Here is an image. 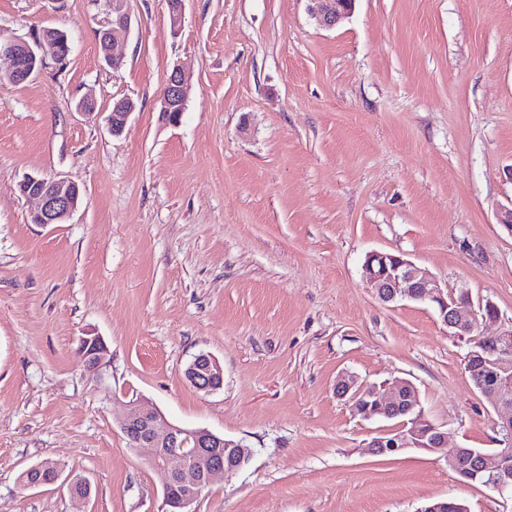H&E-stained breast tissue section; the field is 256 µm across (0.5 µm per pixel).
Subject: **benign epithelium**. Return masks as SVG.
I'll return each mask as SVG.
<instances>
[{
  "mask_svg": "<svg viewBox=\"0 0 512 512\" xmlns=\"http://www.w3.org/2000/svg\"><path fill=\"white\" fill-rule=\"evenodd\" d=\"M309 11L317 22L334 27L351 14L355 0H309ZM112 20L99 31V49L103 61L117 69L122 58L115 55L113 47L130 32L131 20L124 8L125 0H106ZM47 41L40 36L28 41L16 38L0 42V69L17 83L30 80L43 67L47 55ZM187 76L179 66L170 71L159 99L161 120L176 125V111L186 105ZM135 104L128 98L119 100L108 115V126L116 135L124 129ZM21 194L37 202L33 218L38 224H62L78 208L80 189L73 183L46 178L41 174H27L19 183ZM364 278L374 289L378 299L385 303L398 297L433 305L441 322L457 336H469L482 324L498 320L499 313L486 314L484 308L493 307L489 300L473 303L467 294L450 295L440 282L421 271L413 262L388 253H372L364 264ZM497 347L491 357L471 354L466 363L480 362L497 378V390L481 388L486 397L500 412L498 427L512 434V402L507 391L512 388V330L495 335ZM81 359L87 373L102 377L106 361V344L99 336L85 337L80 342ZM185 377L196 389L205 393L219 390L223 385V372L209 354L194 357L185 370ZM336 395L347 400L355 413L365 418L392 411L399 405L418 399L416 387L408 380L392 383L388 392L380 394L374 386H356L354 377L344 374L336 381ZM161 414L140 405L120 421L123 433L135 448L153 449L147 461L149 468L158 475L163 493L158 512H194L192 505L212 484L217 476L229 477L243 469L251 457V450L242 442L227 439L205 428L186 429L169 425L163 431L157 428ZM446 433L424 419L420 414L413 422L401 421L395 430L385 431L373 438L368 448L375 455L399 452L405 448L438 449L446 443ZM512 448L506 446L489 462L485 454H473L474 474L487 478L486 485L499 493L512 489Z\"/></svg>",
  "mask_w": 512,
  "mask_h": 512,
  "instance_id": "7a95c632",
  "label": "benign epithelium"
}]
</instances>
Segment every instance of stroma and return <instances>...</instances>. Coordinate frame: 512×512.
<instances>
[{"instance_id": "obj_1", "label": "stroma", "mask_w": 512, "mask_h": 512, "mask_svg": "<svg viewBox=\"0 0 512 512\" xmlns=\"http://www.w3.org/2000/svg\"><path fill=\"white\" fill-rule=\"evenodd\" d=\"M106 67L104 0H0V38L57 28L64 62L0 81V512H157L151 451L130 447V401L252 450L195 512H417L432 499L512 512L464 481L458 448L494 454L497 411L465 370L473 338L429 305L382 303L368 253L400 254L450 294L490 299L512 329V0H356L320 26L308 0H127ZM190 76L177 126L158 99ZM92 96L94 115L76 110ZM136 110L112 135L113 100ZM77 184L62 224H36L23 176ZM108 346L104 380L77 354ZM224 375L186 379L198 354ZM417 388L445 448L371 454L395 421L354 415L337 378ZM89 480L23 488L44 458ZM112 12V20L105 29L99 31V49L103 61L113 69L122 64V58L113 52L115 43L124 39L130 32L131 20L124 8L125 0H106ZM185 377L199 391L212 393L223 385V372L216 360L209 354L194 357L185 370Z\"/></svg>"}]
</instances>
